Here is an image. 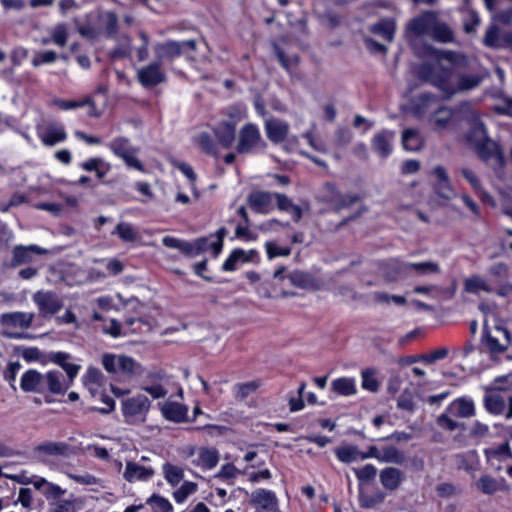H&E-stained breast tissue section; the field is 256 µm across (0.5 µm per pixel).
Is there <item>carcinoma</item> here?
Masks as SVG:
<instances>
[{"label": "carcinoma", "mask_w": 512, "mask_h": 512, "mask_svg": "<svg viewBox=\"0 0 512 512\" xmlns=\"http://www.w3.org/2000/svg\"><path fill=\"white\" fill-rule=\"evenodd\" d=\"M39 0H0V19H50L37 40L31 64L73 66L89 72L106 52L130 64L144 89H156L168 79L173 62L191 44L145 34L133 36L134 18L105 7L99 0H68L57 12L38 10ZM368 41L377 50L397 47L404 82L399 90L402 122L390 132V149L399 152L402 167L417 173L425 149L438 143L463 158L460 173L512 222V0H410L371 26ZM42 147L69 164L76 149L68 128L54 120L37 126ZM303 135L279 107L237 100L224 117L205 124L196 135L198 148L226 166L237 167L254 157L288 154L301 146ZM112 153L127 165L144 169L139 149L121 142ZM434 186L448 190V155L432 167ZM304 206L280 183L255 185L242 196L235 216L202 234L168 237L165 246L196 275L217 270L248 274L259 266L274 276L287 269L297 236L264 234L267 224H299ZM463 291L486 294L495 306L512 305V287H487L480 279L464 283ZM119 309L101 302L78 307L57 288H36L18 303L0 307V332L25 343L0 354V383L36 402L90 401L98 411L129 425L148 422L180 427L195 422L200 403L162 370L148 368L118 339L127 321ZM97 323L115 343L88 358L76 350L39 341L47 326ZM512 347V317L484 321L477 341ZM391 394L401 417L422 412L436 435L468 440L462 453L471 486L486 498L512 493V370L499 374L473 391L428 398L409 384L401 387L371 368L327 375L314 389L291 399L303 410L323 399H362L381 391ZM407 437L391 435L361 440L338 438L330 451L354 488L356 512H383L399 495L420 460L406 448ZM123 483L135 488L122 512H186L188 504L205 495L213 512L215 498L225 512H283L271 471L222 448L196 446L176 458L158 463L139 453L112 454L97 449ZM207 475L210 489L200 487ZM248 484L243 488L242 484ZM244 494L236 507L237 492ZM67 489L23 467L0 466V512H65Z\"/></svg>", "instance_id": "obj_1"}]
</instances>
